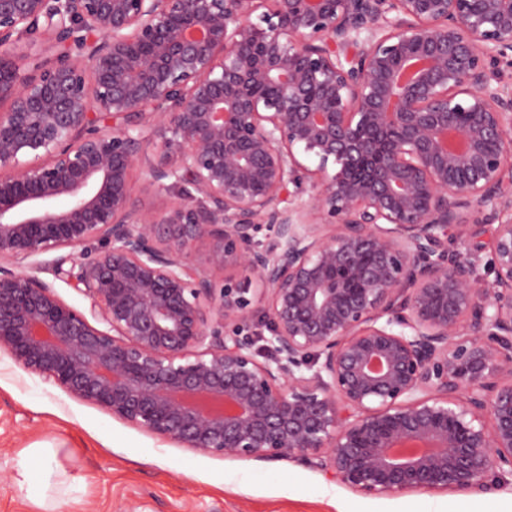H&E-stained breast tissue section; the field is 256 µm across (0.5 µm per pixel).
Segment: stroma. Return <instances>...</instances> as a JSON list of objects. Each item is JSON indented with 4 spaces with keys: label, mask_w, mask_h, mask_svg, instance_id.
<instances>
[{
    "label": "stroma",
    "mask_w": 512,
    "mask_h": 512,
    "mask_svg": "<svg viewBox=\"0 0 512 512\" xmlns=\"http://www.w3.org/2000/svg\"><path fill=\"white\" fill-rule=\"evenodd\" d=\"M57 448L70 482L55 512H512V475L491 494L368 497L293 460L208 456L69 397L0 354V512H40L13 476L31 448Z\"/></svg>",
    "instance_id": "obj_1"
}]
</instances>
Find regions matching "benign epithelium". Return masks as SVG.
<instances>
[{
    "label": "benign epithelium",
    "instance_id": "7a95c632",
    "mask_svg": "<svg viewBox=\"0 0 512 512\" xmlns=\"http://www.w3.org/2000/svg\"><path fill=\"white\" fill-rule=\"evenodd\" d=\"M0 353L202 454L496 489L512 0H0ZM133 182V196L146 208H151L156 211H165L177 199L175 193L148 187L140 171L134 173ZM37 275L41 279L53 283L56 287L55 290L68 305L86 313L89 311L90 303L88 299L80 294L75 288H72L61 280L55 279L51 269H43L38 272Z\"/></svg>",
    "mask_w": 512,
    "mask_h": 512
}]
</instances>
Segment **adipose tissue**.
<instances>
[{
    "instance_id": "1",
    "label": "adipose tissue",
    "mask_w": 512,
    "mask_h": 512,
    "mask_svg": "<svg viewBox=\"0 0 512 512\" xmlns=\"http://www.w3.org/2000/svg\"><path fill=\"white\" fill-rule=\"evenodd\" d=\"M51 447L29 449L26 459L18 466L14 480L19 487L36 488L35 503L44 512L52 508L66 483V476Z\"/></svg>"
}]
</instances>
